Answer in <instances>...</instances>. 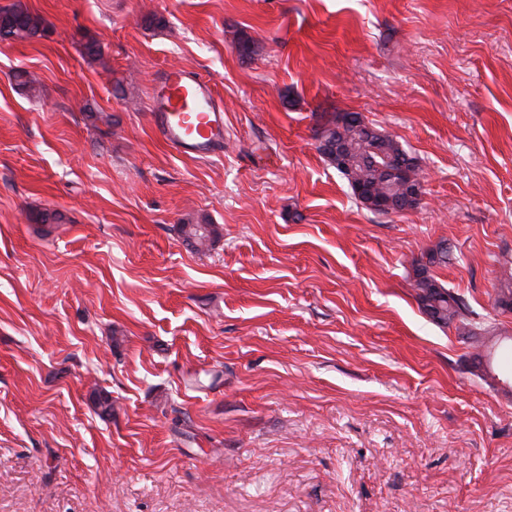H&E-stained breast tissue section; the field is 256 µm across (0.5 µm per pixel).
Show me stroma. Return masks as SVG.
Segmentation results:
<instances>
[{"instance_id": "1", "label": "stroma", "mask_w": 512, "mask_h": 512, "mask_svg": "<svg viewBox=\"0 0 512 512\" xmlns=\"http://www.w3.org/2000/svg\"><path fill=\"white\" fill-rule=\"evenodd\" d=\"M16 3L48 30L0 43V512H512V396L413 288L447 241L512 336V0ZM172 66L224 106L209 157L151 123ZM339 112L418 159L416 209L355 198ZM183 241L195 251L208 249L217 231L213 224H179Z\"/></svg>"}]
</instances>
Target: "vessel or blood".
<instances>
[{
	"instance_id": "1",
	"label": "vessel or blood",
	"mask_w": 512,
	"mask_h": 512,
	"mask_svg": "<svg viewBox=\"0 0 512 512\" xmlns=\"http://www.w3.org/2000/svg\"><path fill=\"white\" fill-rule=\"evenodd\" d=\"M152 120L179 154L202 158L224 140V108L210 80L182 68L164 72L151 96Z\"/></svg>"
}]
</instances>
